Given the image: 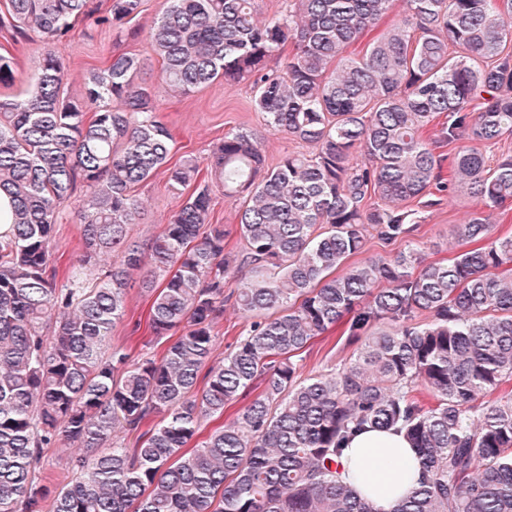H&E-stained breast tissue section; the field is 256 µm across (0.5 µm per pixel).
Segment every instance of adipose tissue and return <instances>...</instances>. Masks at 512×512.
<instances>
[{"label": "adipose tissue", "mask_w": 512, "mask_h": 512, "mask_svg": "<svg viewBox=\"0 0 512 512\" xmlns=\"http://www.w3.org/2000/svg\"><path fill=\"white\" fill-rule=\"evenodd\" d=\"M342 480L353 483L376 512H391L415 486L421 464L403 434L363 430L350 436L336 460Z\"/></svg>", "instance_id": "adipose-tissue-1"}]
</instances>
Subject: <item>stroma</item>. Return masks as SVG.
Instances as JSON below:
<instances>
[{"mask_svg":"<svg viewBox=\"0 0 512 512\" xmlns=\"http://www.w3.org/2000/svg\"><path fill=\"white\" fill-rule=\"evenodd\" d=\"M163 8V0H143L140 14L130 22L137 29L138 37H117L111 29H100L86 23H77L69 40L58 50L66 65L64 83L71 96H79L82 76L91 68L100 66L112 54L130 52L144 62L140 73L143 81L154 82L160 64L153 54L145 35L153 26ZM160 118L172 129L175 137L171 157L173 161L191 158L201 167H209L212 150L225 133L243 132L257 140L266 155L268 165H275L287 153L314 154L313 146L301 144L284 133L268 130L261 113L252 104L249 82L235 86L216 80L193 93L161 99ZM84 188H77L74 195L62 206V222L56 225L52 243V265L57 278H64L70 263L82 251L81 226L78 211L84 197ZM138 196L144 204V216L134 225L131 234L139 241H147L159 234L163 222L177 208L179 198L169 191L164 173H157L143 182ZM475 204L462 192L451 189L445 192L440 205L425 214V221L415 233L425 255L431 260L452 257L456 249L448 240L450 225L463 223ZM151 298L139 287L129 288L126 315L112 332V343L127 347L132 357L149 352L163 355L171 344V337L155 338L149 328ZM352 346L346 345L339 328H330L316 338L304 355L303 373L311 376L328 372L349 358Z\"/></svg>","mask_w":512,"mask_h":512,"instance_id":"1","label":"stroma"}]
</instances>
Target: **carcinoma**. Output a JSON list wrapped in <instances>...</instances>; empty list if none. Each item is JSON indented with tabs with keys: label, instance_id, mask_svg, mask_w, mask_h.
Here are the masks:
<instances>
[{
	"label": "carcinoma",
	"instance_id": "cac0c4a2",
	"mask_svg": "<svg viewBox=\"0 0 512 512\" xmlns=\"http://www.w3.org/2000/svg\"><path fill=\"white\" fill-rule=\"evenodd\" d=\"M254 2L165 0L148 33L154 83L138 80L140 57L114 53L74 98L45 48L28 59L32 91L0 97L12 218L0 236V512H42L44 449L61 439L101 452L72 459L50 512H374L332 468L366 427L403 430L421 462L391 512H512V235L491 234L512 209V155L491 165L477 148L512 137V0H404L405 16L372 38L393 0H295L264 20ZM141 7L5 0L0 27L57 45L79 19L121 34ZM18 79L0 54V85ZM218 79L250 82L267 127L317 152L270 168L238 132L204 178L191 159L170 164L160 98ZM458 141L469 145L435 153ZM162 168L174 191L203 184L141 243L136 187ZM80 184L83 249L59 285L51 241ZM455 187L476 209L452 225L455 256L429 261L411 204ZM215 189L239 200L237 250L210 223ZM372 231L407 245L336 273ZM146 265L154 335L183 329L159 360L110 343ZM241 270L230 296L249 330L216 362L213 326ZM335 326L353 355L301 378L296 357ZM258 381L260 394L189 447Z\"/></svg>",
	"mask_w": 512,
	"mask_h": 512
}]
</instances>
